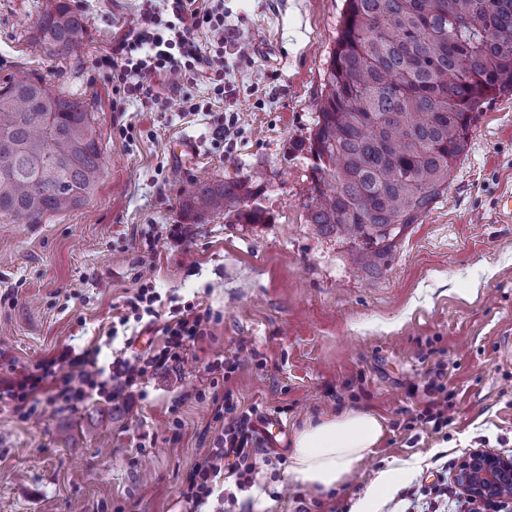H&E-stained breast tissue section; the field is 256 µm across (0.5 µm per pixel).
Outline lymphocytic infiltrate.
Wrapping results in <instances>:
<instances>
[{
	"mask_svg": "<svg viewBox=\"0 0 512 512\" xmlns=\"http://www.w3.org/2000/svg\"><path fill=\"white\" fill-rule=\"evenodd\" d=\"M157 9L153 0H143L135 35L118 39L111 54L98 57L96 67L112 71L115 79L113 110H121L125 99L144 97L159 102L153 79L189 77L223 86V0H164ZM205 35L207 47L197 37ZM120 324L128 321H162L161 340L143 351L124 345L109 364L99 361V349L73 356L69 352L41 361L36 371L11 378L0 386V395L17 402L26 414L43 413L35 398L50 389L49 403L78 408L89 396L117 400L125 392L141 387L145 380L173 370L187 352L207 336L218 320L210 309L192 303L165 305L153 282L144 281L124 297ZM224 426L213 447L204 449L186 477L181 496L188 512H203L209 501L236 504L238 495L254 484V458L258 432L255 408H218Z\"/></svg>",
	"mask_w": 512,
	"mask_h": 512,
	"instance_id": "obj_1",
	"label": "lymphocytic infiltrate"
}]
</instances>
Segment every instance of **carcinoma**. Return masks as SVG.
Wrapping results in <instances>:
<instances>
[{"instance_id":"1","label":"carcinoma","mask_w":512,"mask_h":512,"mask_svg":"<svg viewBox=\"0 0 512 512\" xmlns=\"http://www.w3.org/2000/svg\"><path fill=\"white\" fill-rule=\"evenodd\" d=\"M316 129L309 223L383 264L395 239L430 209L463 157L476 112L512 91V0H345ZM86 15L47 0L34 23L46 49L69 55ZM104 172L88 103L54 93L37 73L0 85V218L38 224L95 192ZM244 180L194 183L185 207L236 211L257 224Z\"/></svg>"}]
</instances>
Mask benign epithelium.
I'll list each match as a JSON object with an SVG mask.
<instances>
[{"label":"benign epithelium","instance_id":"benign-epithelium-1","mask_svg":"<svg viewBox=\"0 0 512 512\" xmlns=\"http://www.w3.org/2000/svg\"><path fill=\"white\" fill-rule=\"evenodd\" d=\"M456 483L475 509L512 512V457L476 450L459 467Z\"/></svg>","mask_w":512,"mask_h":512}]
</instances>
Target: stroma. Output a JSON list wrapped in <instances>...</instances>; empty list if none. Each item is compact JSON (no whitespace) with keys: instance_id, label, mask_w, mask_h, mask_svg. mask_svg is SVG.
Returning a JSON list of instances; mask_svg holds the SVG:
<instances>
[{"instance_id":"1","label":"stroma","mask_w":512,"mask_h":512,"mask_svg":"<svg viewBox=\"0 0 512 512\" xmlns=\"http://www.w3.org/2000/svg\"><path fill=\"white\" fill-rule=\"evenodd\" d=\"M71 2L88 31L61 57L32 38L46 0H0V83L34 70L87 101L105 165L85 205L39 224L0 221V376L96 345L111 362L123 346L106 342L113 307L140 275L220 320L183 364L126 399L29 419L0 400V512H184L182 484L222 430L224 396L285 427L259 443L249 512H353L363 498L366 512H420L444 462L477 449L512 456V223L497 211L512 193V92L490 94L447 190L370 273L309 223L311 161L297 148L316 128L345 0H224L246 52L224 55L223 108L212 84L182 82L189 114L144 98L113 111L95 60L134 33L139 2ZM251 177L247 205L262 223L184 207L195 179ZM169 224L179 236L148 249ZM219 352L229 375L208 367ZM439 371L448 426L437 433L409 420ZM347 410L380 417L384 437L348 483L312 495L288 475L293 434ZM390 468L400 478L367 497Z\"/></svg>"}]
</instances>
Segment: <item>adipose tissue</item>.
<instances>
[{"instance_id":"adipose-tissue-1","label":"adipose tissue","mask_w":512,"mask_h":512,"mask_svg":"<svg viewBox=\"0 0 512 512\" xmlns=\"http://www.w3.org/2000/svg\"><path fill=\"white\" fill-rule=\"evenodd\" d=\"M385 425L362 411L325 415L305 423L291 441L288 473L310 493L344 484L355 466L377 448Z\"/></svg>"}]
</instances>
